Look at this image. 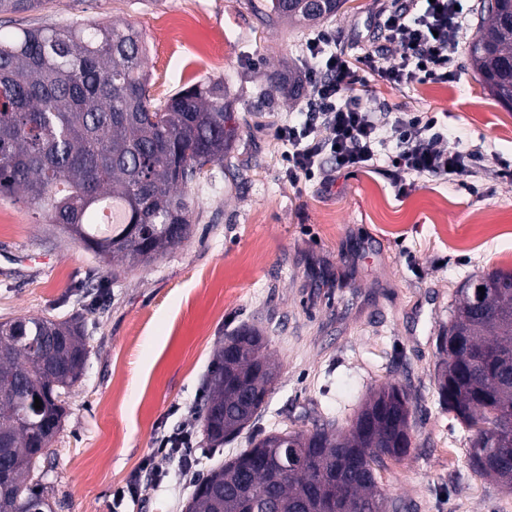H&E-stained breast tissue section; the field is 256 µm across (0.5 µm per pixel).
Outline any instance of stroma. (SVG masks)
<instances>
[{
	"label": "stroma",
	"instance_id": "stroma-1",
	"mask_svg": "<svg viewBox=\"0 0 512 512\" xmlns=\"http://www.w3.org/2000/svg\"><path fill=\"white\" fill-rule=\"evenodd\" d=\"M258 0H54L20 25L100 15L139 30L151 92L165 100L202 79L223 81L235 129L234 169L197 193L193 235L156 262L112 267L35 218L0 202V321L81 314L89 357L69 410L34 481L56 512H113L116 490L143 472L158 437L199 428L204 382L217 344L253 324L269 340L279 376L256 420L223 448L198 452L196 472L233 458L257 432L348 431L370 392L410 391L409 455L381 471L378 486L413 512H512V490L468 465L470 433L440 401L437 336L457 288L495 269L512 272V110L479 83L467 50L448 84L394 87L368 77L374 112H431L447 125L444 148L480 157L472 176L422 177L397 195L390 125L374 166L339 173L333 185L288 181L285 145L271 128L300 120L302 97L274 92L250 104L253 87H279L301 72L313 29L341 49L369 50L378 12L392 0H347L316 26L262 23ZM193 490L170 465L143 480L126 512H184Z\"/></svg>",
	"mask_w": 512,
	"mask_h": 512
}]
</instances>
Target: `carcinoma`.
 <instances>
[{
    "label": "carcinoma",
    "instance_id": "cac0c4a2",
    "mask_svg": "<svg viewBox=\"0 0 512 512\" xmlns=\"http://www.w3.org/2000/svg\"><path fill=\"white\" fill-rule=\"evenodd\" d=\"M345 0H268L266 24L328 19ZM52 0H0V17L47 12ZM469 47L482 85L512 109V0H487ZM137 31L94 19L0 30V201H20L76 237L101 262L151 264L187 240L206 166L224 165L234 128L224 82L201 80L154 99ZM457 289L438 336L443 403L468 428L498 412L512 419V272ZM89 354L79 316L0 322V512H54L31 473L49 457L51 426ZM278 377L267 337L242 327L214 352L202 421L214 447L253 422ZM41 399V408L34 407ZM412 402L383 386L348 432L327 420L253 436L248 448L196 484L186 512H314L335 497L342 512H409L383 497L377 473L411 447ZM472 470L512 489V446L471 440Z\"/></svg>",
    "mask_w": 512,
    "mask_h": 512
}]
</instances>
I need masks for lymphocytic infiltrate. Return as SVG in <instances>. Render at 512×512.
Returning <instances> with one entry per match:
<instances>
[{
	"label": "lymphocytic infiltrate",
	"instance_id": "1",
	"mask_svg": "<svg viewBox=\"0 0 512 512\" xmlns=\"http://www.w3.org/2000/svg\"><path fill=\"white\" fill-rule=\"evenodd\" d=\"M460 2L398 0L395 7L380 11L375 28L396 46L397 55L392 60L370 50L353 62L344 51L335 50L332 33L319 30L308 38L303 54L309 88L304 118L273 129L274 137L288 147L285 160L289 181L297 185L318 178L327 183L333 172L373 166L381 143V124L363 103L360 69H368L395 86L447 82L456 70L460 45L467 34L466 18L458 9ZM390 118L397 140L390 162L398 194H408L419 177L448 179L472 173L477 156L441 149L445 131L436 117L394 112ZM328 156L336 162L334 169L324 165ZM173 463L182 479H193L197 459L190 427L156 441L149 459L155 479L163 480Z\"/></svg>",
	"mask_w": 512,
	"mask_h": 512
}]
</instances>
